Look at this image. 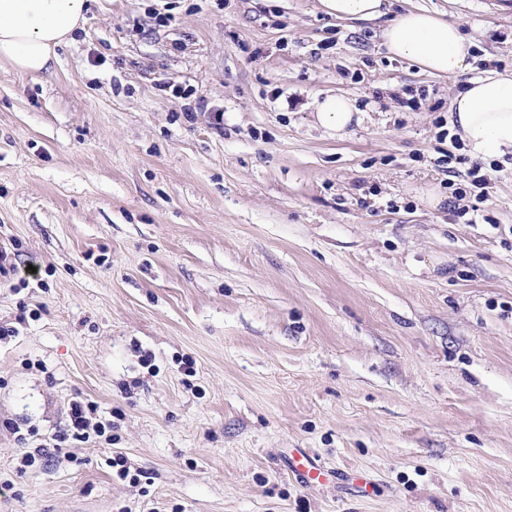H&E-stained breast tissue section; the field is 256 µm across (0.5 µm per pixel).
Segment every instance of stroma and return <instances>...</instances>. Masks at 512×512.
Listing matches in <instances>:
<instances>
[{
    "instance_id": "stroma-1",
    "label": "stroma",
    "mask_w": 512,
    "mask_h": 512,
    "mask_svg": "<svg viewBox=\"0 0 512 512\" xmlns=\"http://www.w3.org/2000/svg\"><path fill=\"white\" fill-rule=\"evenodd\" d=\"M409 8L478 30L467 77L512 71V0ZM58 54L0 62V512H512V169L457 217L465 77L320 0H92ZM76 399L112 442L20 469ZM364 113L354 99L347 95L328 96L315 103V122L331 136L343 137L351 130L350 127L360 125Z\"/></svg>"
}]
</instances>
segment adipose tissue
Masks as SVG:
<instances>
[{"instance_id":"ef3b65f1","label":"adipose tissue","mask_w":512,"mask_h":512,"mask_svg":"<svg viewBox=\"0 0 512 512\" xmlns=\"http://www.w3.org/2000/svg\"><path fill=\"white\" fill-rule=\"evenodd\" d=\"M339 20H384L382 38L389 54L411 61L431 75L456 77L471 67L476 39L438 13L408 10L388 18L387 0H321ZM89 0H0V61L22 73L51 72L57 50L83 24ZM364 113L346 95L315 104V121L336 137L361 124ZM448 123L471 157H512V74L495 70L467 80L452 98Z\"/></svg>"}]
</instances>
